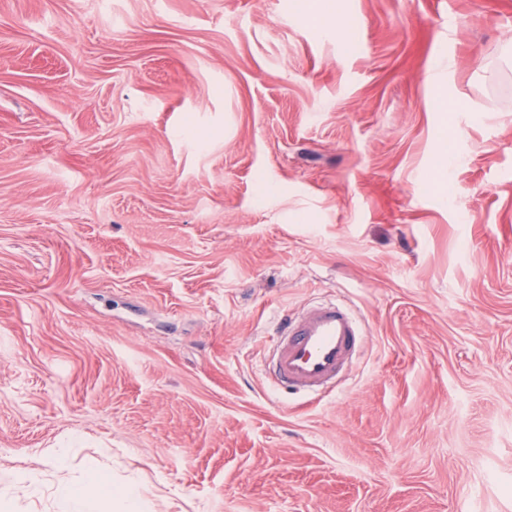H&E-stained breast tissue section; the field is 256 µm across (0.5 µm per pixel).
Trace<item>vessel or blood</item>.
<instances>
[{
	"mask_svg": "<svg viewBox=\"0 0 512 512\" xmlns=\"http://www.w3.org/2000/svg\"><path fill=\"white\" fill-rule=\"evenodd\" d=\"M361 327L341 304L322 303L278 323L271 368L288 387L309 392L333 383L358 349Z\"/></svg>",
	"mask_w": 512,
	"mask_h": 512,
	"instance_id": "obj_1",
	"label": "vessel or blood"
}]
</instances>
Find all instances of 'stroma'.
Listing matches in <instances>:
<instances>
[{
	"mask_svg": "<svg viewBox=\"0 0 512 512\" xmlns=\"http://www.w3.org/2000/svg\"><path fill=\"white\" fill-rule=\"evenodd\" d=\"M295 2L0 0V512L91 458L151 512H512V0ZM329 300L364 348L287 392ZM275 336L271 360L275 378L309 392L336 380L357 351L362 331L344 305L330 302L312 307L299 318L285 315ZM41 486L40 475L35 472L25 473L8 480H0V502L12 499L19 491L29 496L38 494Z\"/></svg>",
	"mask_w": 512,
	"mask_h": 512,
	"instance_id": "35a3bbf8",
	"label": "stroma"
}]
</instances>
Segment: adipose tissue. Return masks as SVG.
<instances>
[{"label": "adipose tissue", "mask_w": 512, "mask_h": 512, "mask_svg": "<svg viewBox=\"0 0 512 512\" xmlns=\"http://www.w3.org/2000/svg\"><path fill=\"white\" fill-rule=\"evenodd\" d=\"M63 512H149L150 500L138 485L116 490L96 460H88L81 478L60 484Z\"/></svg>", "instance_id": "1"}]
</instances>
